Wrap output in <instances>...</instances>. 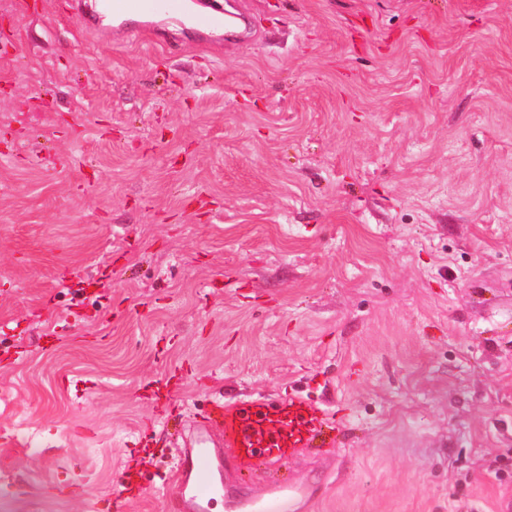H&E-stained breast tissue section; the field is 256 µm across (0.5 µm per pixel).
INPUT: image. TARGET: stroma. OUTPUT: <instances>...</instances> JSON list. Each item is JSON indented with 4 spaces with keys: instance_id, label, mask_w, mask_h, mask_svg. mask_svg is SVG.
I'll return each instance as SVG.
<instances>
[{
    "instance_id": "35a3bbf8",
    "label": "stroma",
    "mask_w": 512,
    "mask_h": 512,
    "mask_svg": "<svg viewBox=\"0 0 512 512\" xmlns=\"http://www.w3.org/2000/svg\"><path fill=\"white\" fill-rule=\"evenodd\" d=\"M192 45L0 0V512H163L214 401L311 512L512 507V0H229Z\"/></svg>"
}]
</instances>
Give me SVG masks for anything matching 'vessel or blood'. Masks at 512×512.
Returning a JSON list of instances; mask_svg holds the SVG:
<instances>
[{"instance_id": "b4317fda", "label": "vessel or blood", "mask_w": 512, "mask_h": 512, "mask_svg": "<svg viewBox=\"0 0 512 512\" xmlns=\"http://www.w3.org/2000/svg\"><path fill=\"white\" fill-rule=\"evenodd\" d=\"M105 9L117 19H142L144 30L154 35L159 32V17H184L181 0H106ZM188 19L200 45L209 43L229 22L221 0H206L203 9ZM327 419L324 410L296 396L277 402L259 397L213 403L203 413L199 428H220L224 446L176 449L178 467L173 476L161 479L169 489L164 501L167 512H210L212 502L219 498L224 499L228 512H309L316 494L312 484L277 485L249 498L227 493L224 473L250 467L256 460L274 466L283 455L299 454L322 439Z\"/></svg>"}]
</instances>
